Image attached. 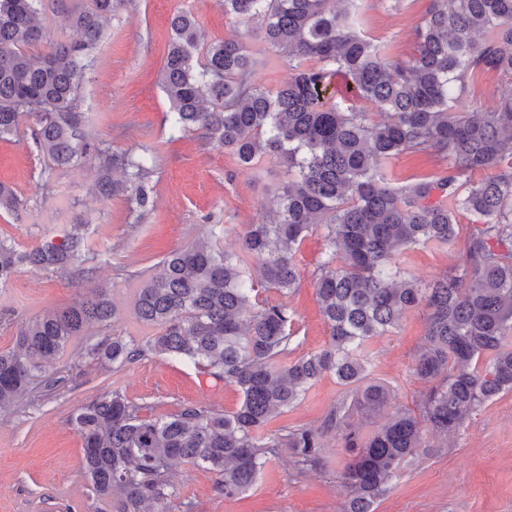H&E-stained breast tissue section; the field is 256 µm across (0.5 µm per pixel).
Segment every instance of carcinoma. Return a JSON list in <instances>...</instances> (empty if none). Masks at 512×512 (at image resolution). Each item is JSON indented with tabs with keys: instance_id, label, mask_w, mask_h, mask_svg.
<instances>
[{
	"instance_id": "1",
	"label": "carcinoma",
	"mask_w": 512,
	"mask_h": 512,
	"mask_svg": "<svg viewBox=\"0 0 512 512\" xmlns=\"http://www.w3.org/2000/svg\"><path fill=\"white\" fill-rule=\"evenodd\" d=\"M56 2L79 40L50 36L45 0H0V138L31 116L44 158L59 168L87 163L97 170L99 196L128 192L144 208L152 167L93 144L81 112L89 59L124 0ZM360 2L224 0V13L263 31L266 50L293 70L274 92L256 81L258 61L246 45L204 42L194 14L171 17L162 87L174 126L200 133L245 166L285 164L288 181L275 188V208L247 225L238 253L203 242L161 261L136 299L138 317L157 329L153 338L138 343L114 334L89 349L104 366L133 364L148 352L188 359L242 394L224 414L185 406L153 418L118 391L80 407L71 423L83 439L85 475L96 496L118 497L117 512H147L170 498L169 478L182 465L216 473L226 498L251 488L279 448L293 449L304 466L318 465L323 431H260L328 374L354 389L325 420V428L344 430L349 452L340 474L344 512H375L402 462L429 447L426 433L446 436L512 391V96L479 113L458 107L454 96L470 71L512 75V0H430L410 61L388 58L361 33ZM337 75L352 98L373 103L383 118L334 99ZM416 152L433 153L447 168L390 186L386 164ZM118 169L126 181L112 179ZM21 206L0 183V212ZM461 213L477 228L456 265L427 285L401 277V251L454 246ZM318 227L326 259L313 276L329 340L283 365L292 317L285 305L257 297L299 287L295 257ZM80 229L29 251L0 240V286L34 266L83 290L73 305L29 320L15 345L0 350L1 411L55 391L62 378L54 363L71 339L117 319L110 289L88 283ZM420 306L426 331L411 370L429 387L415 408L392 411L363 435L347 421L380 412L388 400L387 388L368 377L366 345Z\"/></svg>"
}]
</instances>
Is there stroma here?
<instances>
[{"instance_id":"1","label":"stroma","mask_w":512,"mask_h":512,"mask_svg":"<svg viewBox=\"0 0 512 512\" xmlns=\"http://www.w3.org/2000/svg\"><path fill=\"white\" fill-rule=\"evenodd\" d=\"M428 7V0H363L360 27L389 57L408 60L416 53V30ZM183 10L195 14L206 41L240 38L252 49L262 43L260 32H246L225 14L222 0H126L105 26L81 93L85 130L93 143L136 157L154 155L147 208L136 207L125 193L99 197L90 167L51 168L35 143L32 118H23L15 135L0 139V183L23 202L18 213H0V239L24 250L60 239L70 225H84L83 265L96 283L110 288L119 310L114 327H90L58 358L56 370L72 375V382L0 413V512H116L115 500L91 492L82 439L69 421L77 408L103 392L117 390L147 404L156 418L186 405L228 413L241 402L234 384L202 373L187 360L151 353L130 365L103 367L87 353L90 344L113 332L139 341L154 336L155 328L137 319L134 301L138 288L159 273L165 255L207 239L235 252L246 225L271 209L269 185L288 178L285 167L271 164L258 173L198 133L172 128L161 77L169 20ZM456 94L465 109L486 112L512 94V77L471 73ZM324 251L323 229L310 232L296 257L299 288L283 297L268 295L282 300L293 319L292 360L319 350L329 339L312 279ZM399 261L407 275L426 283L453 265L454 251L411 248ZM80 293L58 273L22 268L0 287V349L13 346L29 319L71 304ZM425 330L426 312L419 308L369 348L371 376L387 386L389 409L413 407L425 388L411 371ZM344 393L335 377L324 376L263 432L319 427ZM320 457L318 467L304 469L292 449H280L255 485L233 499L218 492L213 472L184 465L171 477L174 493L163 508L342 512L339 472L345 453L339 431L326 434ZM376 512H512V392L483 404L454 435L417 449L401 464Z\"/></svg>"}]
</instances>
